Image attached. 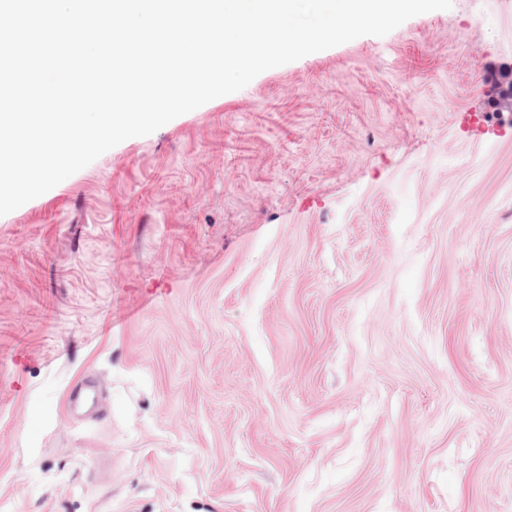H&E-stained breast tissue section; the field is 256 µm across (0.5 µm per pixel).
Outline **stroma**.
<instances>
[{"label":"stroma","mask_w":512,"mask_h":512,"mask_svg":"<svg viewBox=\"0 0 512 512\" xmlns=\"http://www.w3.org/2000/svg\"><path fill=\"white\" fill-rule=\"evenodd\" d=\"M510 72L452 0L0 216V512H512Z\"/></svg>","instance_id":"35a3bbf8"}]
</instances>
